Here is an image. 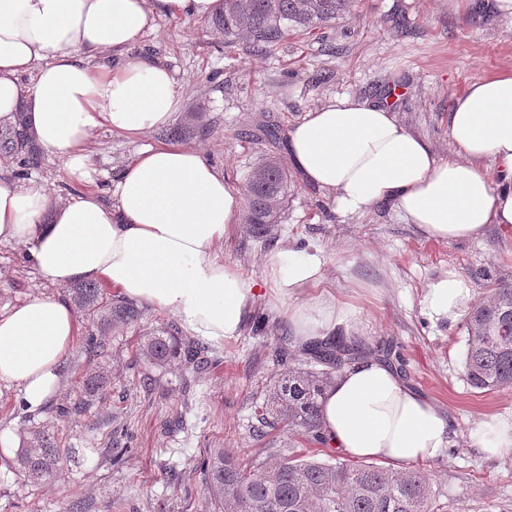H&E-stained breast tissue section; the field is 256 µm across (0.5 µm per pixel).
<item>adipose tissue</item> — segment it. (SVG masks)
I'll use <instances>...</instances> for the list:
<instances>
[{"label": "adipose tissue", "mask_w": 512, "mask_h": 512, "mask_svg": "<svg viewBox=\"0 0 512 512\" xmlns=\"http://www.w3.org/2000/svg\"><path fill=\"white\" fill-rule=\"evenodd\" d=\"M221 0H0V126L18 108L67 179L90 181L85 144L99 127L134 139L167 125L180 103L169 68L134 48L156 18L204 21ZM453 152L437 158L385 104L351 96L313 109L289 130L301 176L358 215L391 205L427 238H478L512 228V72L470 83L448 114ZM244 196L194 148L162 144L138 152L114 181L110 201L81 191L53 202L33 179H0V243L25 247L40 279L66 287L93 281L120 298L172 313L214 345L244 335L260 298L288 305L292 338L304 346L357 330L355 310L324 287L320 250L277 252L257 280L225 264L216 246L239 224ZM472 304L456 272L430 281L420 300L436 326ZM76 339L60 297H31L0 313V381L31 409L56 392ZM329 448L395 467L429 461L453 444L450 418L365 356L340 372L323 398Z\"/></svg>", "instance_id": "1"}]
</instances>
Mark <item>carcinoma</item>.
Masks as SVG:
<instances>
[{
    "instance_id": "cac0c4a2",
    "label": "carcinoma",
    "mask_w": 512,
    "mask_h": 512,
    "mask_svg": "<svg viewBox=\"0 0 512 512\" xmlns=\"http://www.w3.org/2000/svg\"><path fill=\"white\" fill-rule=\"evenodd\" d=\"M350 0H224L208 26L233 40L261 48L278 44L289 30H314L342 19ZM198 116L166 137L203 136ZM0 152L19 159L23 166L37 163L40 148L27 131L26 116L18 111L13 126L0 128ZM247 221L259 234L266 233L288 196V171L274 156L260 159L245 183ZM69 299L90 323L81 352L92 360L110 355V345L97 331L138 322L143 311L134 303L104 293L92 282H79ZM467 343L465 371L470 386L482 392L512 389V286L494 289L488 301L471 305L465 314ZM280 360L299 367L279 375L265 390L256 407L257 421L299 434L315 447L324 446L322 396L336 375L363 355L343 340L321 342L297 356L275 348ZM208 348L181 336L174 325L144 334L137 355L147 370L177 365L193 368L206 358ZM111 379L103 370L86 375L84 396L63 414L82 415L99 399ZM14 469L29 483L57 478L63 454L48 425L32 426L13 461ZM207 498L215 512H439L430 476L374 463L303 459L293 454L256 465L243 464L214 448L199 465Z\"/></svg>"
}]
</instances>
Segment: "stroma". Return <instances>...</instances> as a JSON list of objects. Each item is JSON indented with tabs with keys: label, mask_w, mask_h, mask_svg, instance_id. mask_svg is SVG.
I'll return each instance as SVG.
<instances>
[{
	"label": "stroma",
	"mask_w": 512,
	"mask_h": 512,
	"mask_svg": "<svg viewBox=\"0 0 512 512\" xmlns=\"http://www.w3.org/2000/svg\"><path fill=\"white\" fill-rule=\"evenodd\" d=\"M140 49L163 61L178 83L173 124L199 112L209 127L188 146L233 185L243 187L265 155L289 167L288 204L278 224L259 238L240 221L217 247L225 263L259 279L278 251L320 247L324 286L355 307L359 341L375 350L396 346L404 381L453 421L454 446L421 465L434 475L438 503L448 512H512V454L489 458L476 450L484 416H512V390L472 389L465 378L464 323L432 326L419 305L426 285L448 269L466 279L477 301L498 285H512V233L492 224L479 238L446 243L425 238L388 205L342 214L331 194L290 168L284 140L305 112L348 95L390 102L411 132L447 158L455 95L489 73L512 70V8H500L499 0H352L346 17L309 34L288 33L267 50L226 43L192 18L159 17ZM261 124L274 125L280 140L255 139ZM162 142L157 130L136 142L102 127L86 146L93 183L65 179L61 161L46 153L29 175L57 199L86 189L105 198L140 145ZM51 294L64 298L68 291L43 283L19 246L0 244V312ZM251 319L237 341L213 347L206 365L147 372L134 361L140 337L175 318L145 307L138 324L111 331V354L99 365L111 374L112 387L81 416L48 414L76 401L86 372L99 366L78 349L65 357L44 409L27 410L19 388L0 383V512H69L76 500L85 501L86 512H209L197 470L209 449L247 464L288 446L311 459L336 458V451L259 429L253 410L279 371L277 318L263 298ZM38 422L54 434L64 469L57 481L33 486L12 461Z\"/></svg>",
	"instance_id": "35a3bbf8"
}]
</instances>
